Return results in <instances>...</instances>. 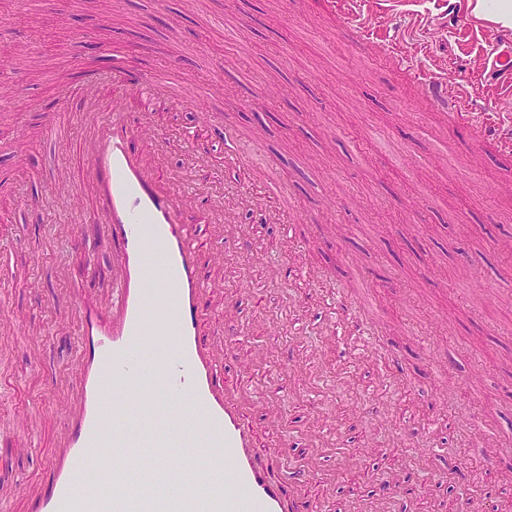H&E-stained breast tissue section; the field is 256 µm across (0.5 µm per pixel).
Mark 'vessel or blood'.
<instances>
[{
  "mask_svg": "<svg viewBox=\"0 0 512 512\" xmlns=\"http://www.w3.org/2000/svg\"><path fill=\"white\" fill-rule=\"evenodd\" d=\"M336 28L354 34L356 43L374 42L370 19L361 17L357 0H336ZM407 73L436 103L455 102L454 119L468 126L472 143L494 142L512 154V119L480 109L466 85L432 79L417 64ZM170 77L152 78L122 66L112 68L113 103L103 101V83L83 82L80 113L89 130L82 147L83 191L95 207L76 213L66 226L73 248L86 246L84 227L97 225L96 245L112 257L113 293L105 305L82 297L70 300L72 322L79 327L73 372L62 389H51L37 408L63 414L62 433L48 454L46 478L20 484L19 512H324L329 495L321 470L323 431L304 432L308 457L289 464L288 429L271 393L254 389L251 375L270 362L258 350L236 378L224 375L234 357L222 323L207 302L215 285L202 269L210 245L224 247L225 264L254 260L252 227L240 213L262 224H292L296 218L278 205L279 185L266 181L262 193L242 189L214 194L217 180L189 131L169 135L151 102L165 99ZM149 137L147 149L134 139ZM180 164L164 169L163 159ZM202 201L204 224H189L185 212ZM362 305L343 291L333 293L322 331L347 332L353 342L371 333ZM175 351L153 383L155 396L140 395L143 361ZM262 410L275 441L257 453V433L249 421ZM192 447L194 463L180 451ZM112 455L108 466L92 463L91 452ZM224 464V485L212 488L207 476L214 460ZM284 475L273 478L271 466ZM317 493H310L311 482ZM399 474H383L369 512H409L399 496Z\"/></svg>",
  "mask_w": 512,
  "mask_h": 512,
  "instance_id": "vessel-or-blood-1",
  "label": "vessel or blood"
}]
</instances>
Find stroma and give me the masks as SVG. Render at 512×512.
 Segmentation results:
<instances>
[{"label":"stroma","mask_w":512,"mask_h":512,"mask_svg":"<svg viewBox=\"0 0 512 512\" xmlns=\"http://www.w3.org/2000/svg\"><path fill=\"white\" fill-rule=\"evenodd\" d=\"M324 2L295 0L288 12L282 0H236L230 13L224 0H13L0 25V51L13 56L0 69V283L28 328L57 333L44 339L40 374L22 339L0 341V379L19 384L0 395V454L10 455L0 463V502L19 478H41L61 428L56 417L33 448L18 442L23 408L42 396L44 372L71 368L78 328L63 298L79 288L104 298L111 288L108 253L87 258L56 234L72 209L91 211L92 202L46 196L54 179L78 181L87 131L74 124L56 141L40 125L57 107L61 81L74 85L84 71L110 68L116 49L126 66L159 76L178 56L194 112L213 119L204 142L223 174L217 188L261 187L265 163L274 161L305 231L302 261L351 294L362 281L374 284L366 307L381 348L355 379L345 377L346 337L319 333L324 293L282 267L250 274L269 310L297 296L290 318L307 324L302 343L320 349L323 366L290 376L280 336L256 322L248 301L241 309L250 328L233 339L240 358L263 346L272 354L252 382L278 393L294 433L289 460L306 454L297 431L325 411L331 434L342 438L327 451L328 467L341 453L359 459L340 473L331 512L370 498L375 477L402 461L411 483L430 489L414 512H512V457L491 456L493 444H512V291L492 299L477 287L485 278L512 280V258L493 248L495 239H512V159L471 146L408 76L340 35ZM414 14L423 22L407 46L417 64L470 82L487 108L507 110L482 68L488 44L507 45L512 28L476 17L470 0H391L387 35L406 30ZM270 86L266 101L249 103ZM228 124L253 151L250 169H224ZM16 140L18 154L9 149ZM34 198L38 207H26Z\"/></svg>","instance_id":"obj_1"}]
</instances>
